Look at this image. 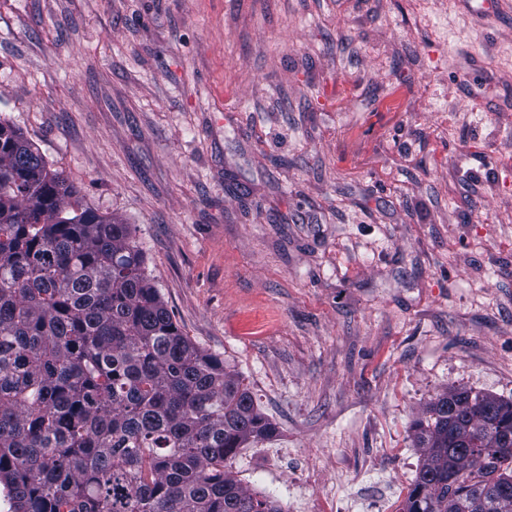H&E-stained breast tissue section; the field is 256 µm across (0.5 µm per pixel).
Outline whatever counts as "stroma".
Wrapping results in <instances>:
<instances>
[{
    "instance_id": "1",
    "label": "stroma",
    "mask_w": 512,
    "mask_h": 512,
    "mask_svg": "<svg viewBox=\"0 0 512 512\" xmlns=\"http://www.w3.org/2000/svg\"><path fill=\"white\" fill-rule=\"evenodd\" d=\"M0 117L252 392L284 512H401L428 404L512 400V10L0 0Z\"/></svg>"
}]
</instances>
